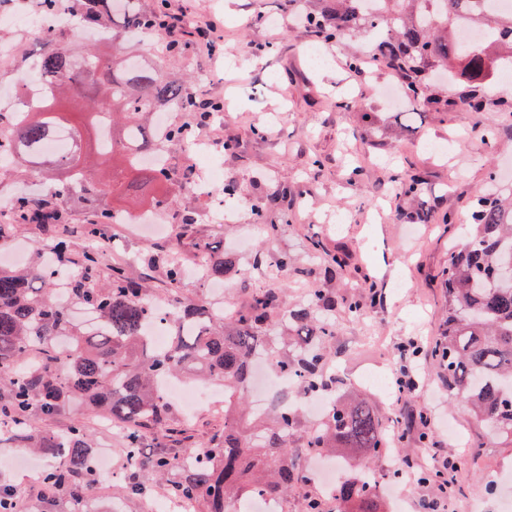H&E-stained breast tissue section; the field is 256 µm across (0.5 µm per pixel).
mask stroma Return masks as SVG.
Returning a JSON list of instances; mask_svg holds the SVG:
<instances>
[{
  "mask_svg": "<svg viewBox=\"0 0 512 512\" xmlns=\"http://www.w3.org/2000/svg\"><path fill=\"white\" fill-rule=\"evenodd\" d=\"M186 5L192 25L215 19L220 23L212 51L184 49L168 52L164 41H153L144 56L162 67L169 78L189 77L193 89L205 98L224 102L223 119L214 120L198 137L210 148L227 177L235 180L244 199L265 196L280 182L293 192L287 213H267L256 223L253 213L239 209L234 220L222 210L196 201L197 224L183 229L172 218L186 201L176 186L162 188L169 209L160 218L166 231L154 235L136 224H110L112 242L103 262L124 267L132 276L143 273L141 259L156 245L173 249L186 276L178 295L211 298L212 283L200 273V258L192 241L228 245L249 238L252 253L270 256L288 253L293 266L285 279L274 268L251 269L244 276L224 278V306L234 309L249 292L280 283L284 309L308 302L321 288L342 298L356 295L367 309L364 318L336 317V336L326 366L349 379L368 369H382L396 377L398 349L411 342L420 348L414 364L421 387L399 398L385 399L372 392V403L397 437L394 451L375 458L373 469L391 480L394 468L413 462L420 474L451 459L457 467L454 507L447 512H468L471 495H486L484 512H512V447L489 448L483 432L461 409L457 396L431 352L443 339L447 301L442 272L452 248L444 222L463 227L480 191L491 184V174H512V118L498 115L506 86L501 76L482 84L485 112L457 105L443 114L406 98L389 99L383 86L396 81L395 72L370 65L358 74L347 65L350 55L370 52L372 38L353 32L340 42L324 44L327 64L312 67L305 53L313 38L296 19L288 0H171ZM236 64L225 67V56ZM493 126L492 150H482L481 131ZM427 138L448 142L446 152L423 150L417 131ZM237 142L225 151L223 140ZM419 174L424 184L414 197L394 198L395 174ZM279 227L268 237L267 225ZM319 239L324 253L310 250ZM344 249L345 271L325 276L329 252ZM411 413L426 414L423 431L398 437L397 420ZM88 428L92 448L112 451V470L98 473L89 493L94 512H158L168 499L166 483L146 479L138 498L116 501L124 482V430L80 402L71 403L59 418L38 422L43 431L63 432L73 417Z\"/></svg>",
  "mask_w": 512,
  "mask_h": 512,
  "instance_id": "stroma-1",
  "label": "stroma"
}]
</instances>
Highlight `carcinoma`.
I'll list each match as a JSON object with an SVG mask.
<instances>
[{"instance_id": "cac0c4a2", "label": "carcinoma", "mask_w": 512, "mask_h": 512, "mask_svg": "<svg viewBox=\"0 0 512 512\" xmlns=\"http://www.w3.org/2000/svg\"><path fill=\"white\" fill-rule=\"evenodd\" d=\"M322 0L314 23L316 41H333L350 31L377 40L375 61L402 80L405 95L438 112L467 104L487 111L480 88L491 66L512 62V12L489 14L484 0ZM65 7L82 23L112 33V55L89 51L75 59L65 30L43 33L52 48L37 55L35 76L44 80V99L18 108L16 122L0 119V176L16 167L41 176H55L50 194L33 201L17 196L8 223L0 224V240L21 224L47 226V237L35 250L37 263L22 268L0 267V371L7 372L0 394V437L20 448H36L51 458L40 475L42 512H56L65 499L69 512H91L94 449L81 419L71 420L62 434L37 433L33 421L53 419L72 401L104 412L126 427L123 492L144 491L147 477L171 478L176 498H189L200 512H229L261 490L281 496L307 480L293 463L296 451L319 455L340 448L357 452L355 460L372 458L393 448L383 420L369 399L344 380L323 370L326 350L336 336L333 315L342 308L349 317L366 314L354 295L336 297L316 290L312 302L288 311L284 348L267 346L281 322L282 289L263 288L248 303L230 313H215L204 299L185 301L177 288L182 269L171 250L160 245L146 260L163 267L173 296L168 327L169 344L154 347L148 325L158 313L147 283L136 282L121 266L105 268L103 252L89 245L69 249L59 227L70 223L68 201L74 194L92 208L85 214L88 241L103 235V225L118 223L126 208L99 209L104 197L137 199L145 187L193 179V165L167 162L175 146L188 148L210 112L194 113L191 122L149 125L143 118L177 103L190 108L192 90L166 78L159 69L125 54L135 34L161 36L162 7L146 12L138 0H37V14ZM480 28L485 37L468 49L450 45L464 28ZM449 75L463 85L459 98L433 94L432 79ZM65 100L71 110L92 108L93 143L73 126L64 112L48 108ZM415 176L394 178L400 196L419 194ZM288 186L279 185L255 203L262 218L272 210L288 214ZM207 279L220 280L240 263L230 252L218 254L209 242L195 243ZM512 202L480 197L454 246L444 270L448 318L445 340L433 351L448 388L455 391L473 422L489 428L491 445L512 447ZM265 355L275 370L294 376L301 393L330 400L323 421L306 432L301 448L289 443L300 417L291 393H276L271 413L254 420L248 431L233 414L232 401L249 388L253 357ZM196 369L207 380L224 383V427L196 445L176 451L181 432L171 427V405L158 381L185 369ZM336 498L347 512H382L374 484L347 481Z\"/></svg>"}]
</instances>
